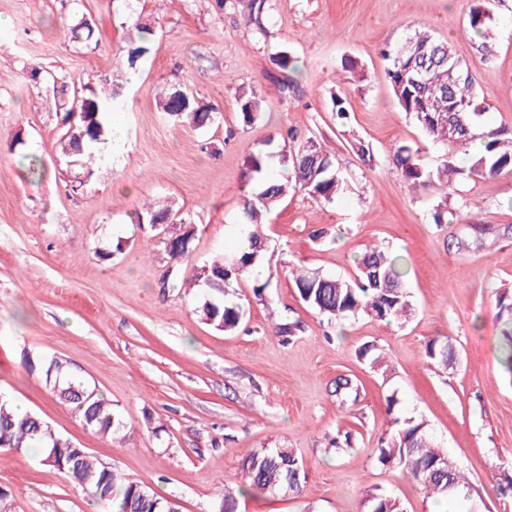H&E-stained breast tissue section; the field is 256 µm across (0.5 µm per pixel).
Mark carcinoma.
Masks as SVG:
<instances>
[{
  "label": "carcinoma",
  "instance_id": "carcinoma-1",
  "mask_svg": "<svg viewBox=\"0 0 512 512\" xmlns=\"http://www.w3.org/2000/svg\"><path fill=\"white\" fill-rule=\"evenodd\" d=\"M501 0H471L466 31L479 40L482 49L492 38L494 12ZM266 0H250L248 23L261 35L265 26ZM94 27L81 19L71 28L72 39L88 42ZM152 27L134 23L126 33L124 54L112 75L102 84V91L87 83L72 88L67 99H58L57 108L64 112L59 142L67 157L71 182L84 184L92 174L99 145L105 143L114 106L121 97L124 74L136 68L150 52ZM385 73L399 107L411 116L424 135L435 146L443 148L435 164L424 162L419 150L399 146L393 163L403 181L412 189L438 187L448 190L459 179L491 178L512 171V129L486 123L487 107L477 91V81L456 55L452 42L436 36L421 25L403 39L386 44L381 50ZM276 65L285 73L280 91L286 97H299L304 89L299 81L298 61L282 51ZM242 124L248 127L263 113V98L256 90H244L236 98ZM162 112L179 122L197 127L222 120L215 108L199 104L179 87L170 88L159 101ZM457 122L469 133L448 136V124ZM481 141L472 152L470 145ZM467 156L466 163L456 162L457 153ZM242 221L235 228V247L211 258L188 287L203 288L206 298L198 312L207 324L218 330L231 331L243 319V307L236 301L233 284L245 272L258 265L266 255L267 241L262 224L288 192L299 190L312 200L330 205L344 191L345 179L336 167L334 156L321 143L309 137L291 145H280L269 137L246 162ZM174 219L177 224L167 231L169 258L182 261L189 257L196 230L186 218L178 216L167 205L146 206L137 213L140 224H162ZM300 299L320 315L343 323L363 313L379 321H402L411 315L412 301L405 287L403 273L396 259L374 246L364 253L358 271L351 279L327 275L316 269L291 271ZM500 362L512 376V324L502 330ZM431 363L448 367L455 349L446 339L432 340L426 349ZM60 365L46 366V380H54V393L69 404L86 426L104 436L119 434L124 425L112 412V404L88 387L52 378ZM396 430L380 441L378 461L397 468L426 493L427 497L448 502L452 508L465 507L470 498L469 484L448 460V452L439 446L422 418L395 420ZM72 442L33 414L17 416L8 400L0 401V448H38L42 460L54 448L62 449L61 458L52 468L76 480L105 506V512H169L178 504L162 498L146 487L124 479L118 472L97 464L89 453L71 448ZM250 486L263 493L298 496L307 479L305 461L293 448H261L249 451L242 461ZM452 489H446V485ZM366 512H403L399 501L385 493H372L365 503Z\"/></svg>",
  "mask_w": 512,
  "mask_h": 512
}]
</instances>
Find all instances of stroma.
Returning a JSON list of instances; mask_svg holds the SVG:
<instances>
[{"instance_id": "stroma-1", "label": "stroma", "mask_w": 512, "mask_h": 512, "mask_svg": "<svg viewBox=\"0 0 512 512\" xmlns=\"http://www.w3.org/2000/svg\"><path fill=\"white\" fill-rule=\"evenodd\" d=\"M249 0H0V394L38 415L125 479L178 502L179 512H218L225 485L244 487L250 449H296L307 462L298 498L248 494L239 512H364L370 493L397 497L404 512H440L408 476L378 461L397 417L425 419L471 487L477 512H512L497 495L512 477V377L499 361L512 313L496 293L512 289V173L466 179L449 192L409 189L391 158L398 146L437 151L397 106L379 46L421 23L452 40L488 106L486 121L512 128V0L494 17L489 51L466 33L467 0H267L268 34L247 22ZM93 39L72 41L80 18ZM154 28L151 50L125 82L109 147L88 182L71 185L58 148L62 111L29 76L38 63L66 82L111 75L133 19ZM286 51L302 67L303 98L278 90ZM359 62L343 71L342 59ZM177 84L224 120L195 127L156 106ZM261 92L260 120L242 127L240 87ZM350 113L336 125L332 97ZM311 137L334 154L346 189L334 206L304 193L285 198L263 232L259 273L239 281L245 310L226 333L206 324L190 285L214 254L232 247L245 161L268 136ZM361 141L369 153L351 147ZM37 156L43 176L21 157ZM166 200L190 219L192 254L173 267L162 237L140 228L143 202ZM463 208L462 224H438L437 205ZM327 229L321 240L312 234ZM123 240L121 252L113 241ZM400 255L415 313L405 324L362 315L337 325L299 298L301 266L349 278L372 246ZM109 258H99L100 250ZM265 282V300L253 294ZM294 324L292 335L276 325ZM457 360L431 364V339ZM374 347L388 373L358 357ZM55 359L107 398L123 439L87 428L31 362ZM357 402L342 403L340 377ZM398 402L387 407L388 395ZM345 440L340 453L332 439ZM0 488L11 512H102L101 504L41 462L36 448L0 449Z\"/></svg>"}]
</instances>
